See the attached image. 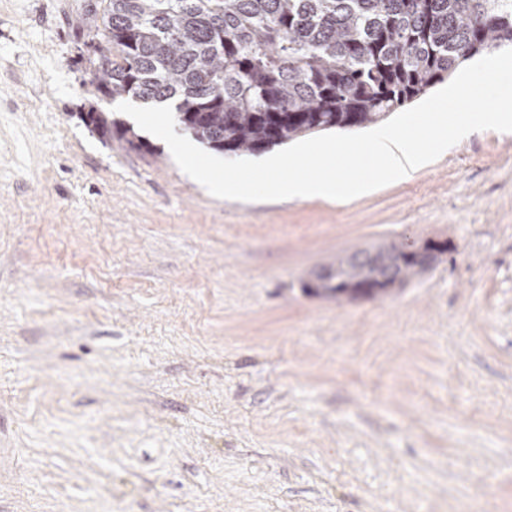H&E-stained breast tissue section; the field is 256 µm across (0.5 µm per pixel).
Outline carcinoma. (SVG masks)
Wrapping results in <instances>:
<instances>
[{"label": "carcinoma", "instance_id": "cac0c4a2", "mask_svg": "<svg viewBox=\"0 0 512 512\" xmlns=\"http://www.w3.org/2000/svg\"><path fill=\"white\" fill-rule=\"evenodd\" d=\"M91 82L106 98L169 102L179 128L226 155L367 127L466 61L512 46V0H98ZM100 137L133 128L91 108ZM431 262L391 243L314 273L306 293L354 299L403 287Z\"/></svg>", "mask_w": 512, "mask_h": 512}]
</instances>
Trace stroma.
I'll return each mask as SVG.
<instances>
[{
  "instance_id": "1",
  "label": "stroma",
  "mask_w": 512,
  "mask_h": 512,
  "mask_svg": "<svg viewBox=\"0 0 512 512\" xmlns=\"http://www.w3.org/2000/svg\"><path fill=\"white\" fill-rule=\"evenodd\" d=\"M90 0H0V512H512V133L336 205L104 141ZM444 245L384 295L337 257ZM391 243L383 245L374 251H358L336 260V266L324 268L315 272L313 278L303 284L302 290L306 293L324 294L336 297L355 299L357 296L370 295L395 287H403L413 278L431 267L437 260L438 254L446 249L437 245L426 244V250L431 252V262L416 261L407 255H415L421 259L426 252L424 246L415 243ZM407 255H405V254ZM375 255V259L371 256ZM389 263L392 276L380 280L385 274V267L376 264L377 259Z\"/></svg>"
}]
</instances>
